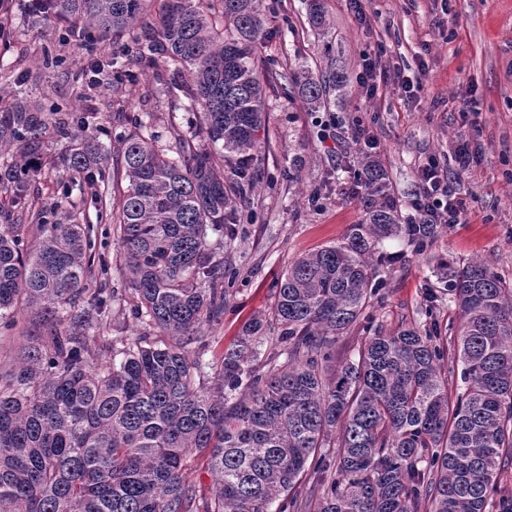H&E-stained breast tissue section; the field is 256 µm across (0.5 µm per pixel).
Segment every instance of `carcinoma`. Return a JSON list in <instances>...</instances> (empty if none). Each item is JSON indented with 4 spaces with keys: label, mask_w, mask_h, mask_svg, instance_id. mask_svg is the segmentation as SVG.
Wrapping results in <instances>:
<instances>
[{
    "label": "carcinoma",
    "mask_w": 512,
    "mask_h": 512,
    "mask_svg": "<svg viewBox=\"0 0 512 512\" xmlns=\"http://www.w3.org/2000/svg\"><path fill=\"white\" fill-rule=\"evenodd\" d=\"M50 16L98 32L89 48L128 35L122 56L92 64L117 84L162 57L184 70V108L200 122L177 129L172 157L144 134L126 139V187L113 205L127 287L91 290L97 233L68 219L0 225V325L30 313L25 342L0 379V512H512V286L481 261L443 268L458 323L372 330L336 361V339L366 318L389 256L376 244L403 236L423 254L437 224H401L384 182L367 224L345 242L295 260L266 320L254 319L217 359L195 350L219 324L234 289L221 286L216 244L234 240L236 198L252 188L266 87L288 83L316 107L339 75L259 73L263 0H49ZM92 112L47 111L38 101L0 110V170L8 205H28L29 178L48 159L47 137L69 141L78 175L108 158L87 133ZM221 145L216 162L200 142ZM141 326L95 348L111 303ZM278 349L259 359V333ZM460 374L463 387L449 388ZM326 448L337 449L327 458ZM201 458L210 498L186 483ZM317 479L305 494L308 469Z\"/></svg>",
    "instance_id": "carcinoma-1"
}]
</instances>
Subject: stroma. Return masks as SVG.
<instances>
[{
  "label": "stroma",
  "mask_w": 512,
  "mask_h": 512,
  "mask_svg": "<svg viewBox=\"0 0 512 512\" xmlns=\"http://www.w3.org/2000/svg\"><path fill=\"white\" fill-rule=\"evenodd\" d=\"M326 24L313 28L306 0H275V19L260 34V68L301 69L319 77L332 71L347 82L332 89L321 109L342 122L335 148L317 137L308 104L297 95L266 93V129L260 142V180L240 208L246 216L230 248L219 250L234 296L223 321L205 331L211 353L233 344L243 325L268 315L276 282L297 258L342 243L353 225L368 220L373 202L368 193L351 197L345 167L358 147L351 139L355 119L369 126L373 156L384 174L389 196L405 209L415 190L414 172L428 156L451 162L460 140H470L480 161L456 183L472 196L468 223L440 228L424 254L407 241L391 237L377 252L392 255L382 267L380 301L373 323L392 332L400 325L426 321L425 289L438 296L441 325L458 320L440 281L439 264L478 259L512 283V0H367L368 22L359 23L350 0H321ZM72 25L14 7L0 35V87L48 106L76 105L96 115L92 127L110 151L107 169L112 194L125 183L117 175L116 157L133 131V116L152 112L151 131L159 146L172 150V123L196 121L198 111L169 115L167 102L188 80L164 63L138 73L116 87L111 75L89 76L91 59ZM63 59L60 68L42 65L44 56ZM378 57L388 72L374 98H365L357 75L364 57ZM420 82L417 95L405 93L402 79ZM476 96L479 131L459 113V102ZM27 196L58 215L90 218L97 228V251L113 264L119 251L111 214H98L81 179L64 168H49L32 177ZM108 287L125 285L115 268Z\"/></svg>",
  "instance_id": "35a3bbf8"
}]
</instances>
